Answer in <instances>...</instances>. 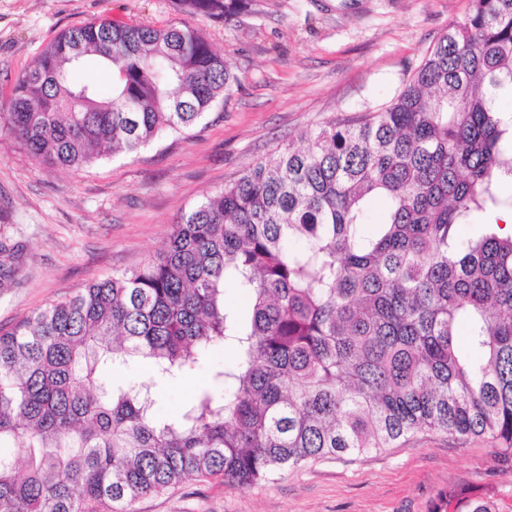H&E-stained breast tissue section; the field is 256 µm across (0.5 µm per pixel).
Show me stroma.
<instances>
[{"instance_id":"35a3bbf8","label":"stroma","mask_w":512,"mask_h":512,"mask_svg":"<svg viewBox=\"0 0 512 512\" xmlns=\"http://www.w3.org/2000/svg\"><path fill=\"white\" fill-rule=\"evenodd\" d=\"M470 0H255L211 20L176 0H0V98L62 30L90 21L191 27L230 65L223 100L188 131L82 168L33 161L0 136V327L112 273L146 264L174 224L308 129L388 104ZM210 350L158 380L154 413L189 404L233 362ZM512 512V453L423 431L378 451L309 460L247 488L191 481L136 512Z\"/></svg>"}]
</instances>
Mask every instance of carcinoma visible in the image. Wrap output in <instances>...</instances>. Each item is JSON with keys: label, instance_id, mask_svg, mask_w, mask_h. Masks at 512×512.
I'll use <instances>...</instances> for the list:
<instances>
[{"label": "carcinoma", "instance_id": "cac0c4a2", "mask_svg": "<svg viewBox=\"0 0 512 512\" xmlns=\"http://www.w3.org/2000/svg\"><path fill=\"white\" fill-rule=\"evenodd\" d=\"M225 20L254 0H177ZM112 68L109 96L73 78ZM229 65L197 30L118 21L60 32L0 101V135L81 168L183 131L224 95ZM512 0H471L386 106L307 134L173 227L142 267L0 328V512H133L220 477L245 488L288 465L386 448L423 429L512 451ZM389 208L366 221L369 201ZM485 231L462 239V224ZM246 291L228 307L224 290ZM465 327V342L459 329ZM235 359L177 416L100 364L174 379L204 350ZM152 374L151 366L143 360L130 361L124 365L108 364L104 367L103 375L114 383L125 381H143Z\"/></svg>", "mask_w": 512, "mask_h": 512}]
</instances>
